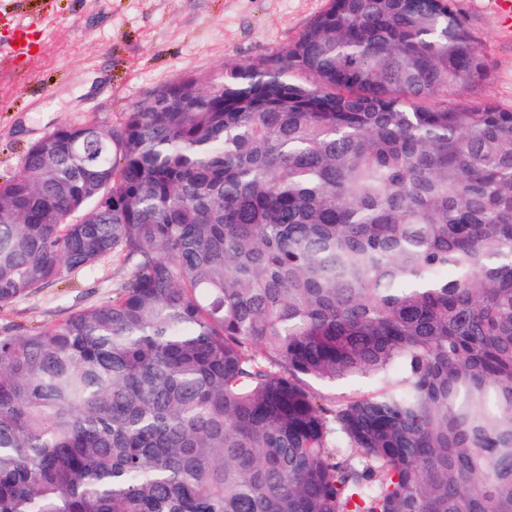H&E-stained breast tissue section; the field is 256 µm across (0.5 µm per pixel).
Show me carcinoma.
Segmentation results:
<instances>
[{
  "mask_svg": "<svg viewBox=\"0 0 512 512\" xmlns=\"http://www.w3.org/2000/svg\"><path fill=\"white\" fill-rule=\"evenodd\" d=\"M488 75L456 0H330L32 143L0 305L130 273L0 336V512H512V111L457 98ZM129 271L123 258L110 257L91 270L73 272L59 283L0 306V336L39 331L76 310L114 298Z\"/></svg>",
  "mask_w": 512,
  "mask_h": 512,
  "instance_id": "obj_1",
  "label": "carcinoma"
}]
</instances>
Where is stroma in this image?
<instances>
[{
  "mask_svg": "<svg viewBox=\"0 0 512 512\" xmlns=\"http://www.w3.org/2000/svg\"><path fill=\"white\" fill-rule=\"evenodd\" d=\"M0 0V48L22 16L41 39L33 60H0V180L56 125L121 123L126 112L185 76L219 74L294 41L329 0ZM490 63L463 98L512 111V26L497 0H456ZM130 271L120 257L0 307V336L48 328L114 298Z\"/></svg>",
  "mask_w": 512,
  "mask_h": 512,
  "instance_id": "obj_1",
  "label": "stroma"
}]
</instances>
